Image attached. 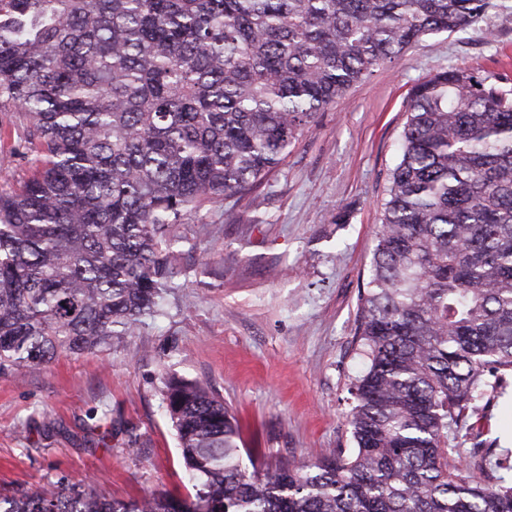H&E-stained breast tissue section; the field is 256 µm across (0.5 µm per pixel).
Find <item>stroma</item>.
I'll return each instance as SVG.
<instances>
[{"label": "stroma", "mask_w": 512, "mask_h": 512, "mask_svg": "<svg viewBox=\"0 0 512 512\" xmlns=\"http://www.w3.org/2000/svg\"><path fill=\"white\" fill-rule=\"evenodd\" d=\"M451 67L512 73V0L354 84L251 196L187 216L179 232L199 249L162 316L109 349L0 375V496L89 482L110 500L192 494L162 408L174 374L223 400L266 465L350 450L358 298L407 97Z\"/></svg>", "instance_id": "1"}]
</instances>
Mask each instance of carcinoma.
I'll return each instance as SVG.
<instances>
[{
  "label": "carcinoma",
  "instance_id": "cac0c4a2",
  "mask_svg": "<svg viewBox=\"0 0 512 512\" xmlns=\"http://www.w3.org/2000/svg\"><path fill=\"white\" fill-rule=\"evenodd\" d=\"M492 0H0V112L37 154L0 189V375L110 346L161 311L179 224L252 193L319 112ZM355 342L354 448L247 471L236 421L170 376L194 495L95 487L0 512H512V452L460 467L458 433L512 386V90L464 68L410 92Z\"/></svg>",
  "mask_w": 512,
  "mask_h": 512
}]
</instances>
